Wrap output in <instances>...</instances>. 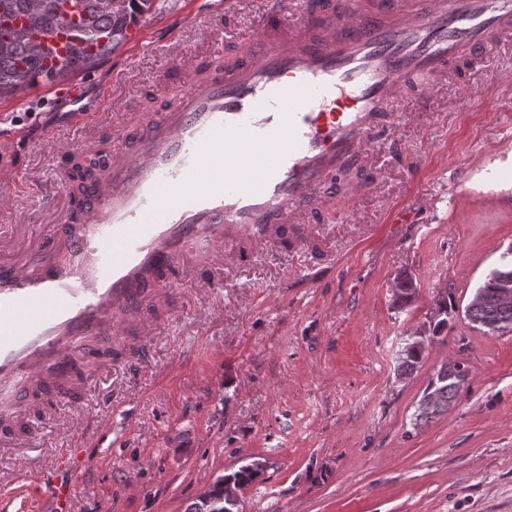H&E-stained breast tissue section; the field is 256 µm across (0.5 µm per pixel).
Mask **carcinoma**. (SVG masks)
Returning <instances> with one entry per match:
<instances>
[{"label":"carcinoma","mask_w":512,"mask_h":512,"mask_svg":"<svg viewBox=\"0 0 512 512\" xmlns=\"http://www.w3.org/2000/svg\"><path fill=\"white\" fill-rule=\"evenodd\" d=\"M152 0H0V96L14 93L22 86L52 84L70 75V71L46 70L41 45L34 37L52 34L67 25L74 29L75 65L83 72L98 67L127 36L128 27L151 8ZM25 16L29 27L15 29L16 19ZM512 278V264L493 270L476 289L477 299L466 308V316L477 327L491 326L497 331L512 329V305L499 302L500 276ZM399 302L410 304L416 282L409 275L396 278ZM422 352L404 348L398 361V374L413 372ZM435 374L426 390L432 394V408L416 416L428 422L448 411L459 396L462 382L441 381Z\"/></svg>","instance_id":"1"}]
</instances>
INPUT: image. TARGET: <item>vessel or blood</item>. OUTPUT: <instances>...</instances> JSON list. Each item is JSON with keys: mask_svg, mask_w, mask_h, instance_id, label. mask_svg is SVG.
I'll use <instances>...</instances> for the list:
<instances>
[{"mask_svg": "<svg viewBox=\"0 0 512 512\" xmlns=\"http://www.w3.org/2000/svg\"><path fill=\"white\" fill-rule=\"evenodd\" d=\"M264 12L243 60L167 96L149 129L107 154L103 176L46 227L49 246L0 266V456L16 423L40 412L34 389L73 386L81 350L101 370L98 350L124 343L132 313L162 299L170 267L226 270L245 241L314 223L312 201L331 195L347 164L372 165L382 141L417 169L419 155L393 137L400 93L435 95L440 76L512 34V0H343L336 16L309 0H264ZM293 12L302 30L284 26ZM69 37H44L47 66L63 63ZM104 118L65 112L39 137ZM20 140L0 133L5 223L44 184L38 170L15 167ZM75 416L74 445L57 450L46 490L57 512H71L75 459L102 445L104 420L80 406Z\"/></svg>", "mask_w": 512, "mask_h": 512, "instance_id": "obj_1", "label": "vessel or blood"}]
</instances>
